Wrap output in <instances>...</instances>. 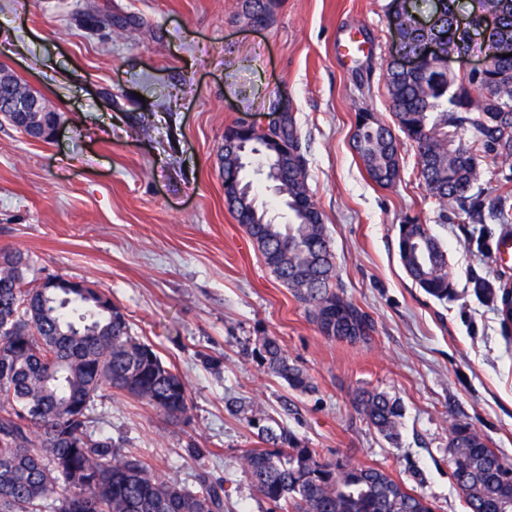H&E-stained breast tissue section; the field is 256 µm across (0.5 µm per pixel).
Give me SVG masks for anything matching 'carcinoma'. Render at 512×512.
<instances>
[{
  "label": "carcinoma",
  "instance_id": "1",
  "mask_svg": "<svg viewBox=\"0 0 512 512\" xmlns=\"http://www.w3.org/2000/svg\"><path fill=\"white\" fill-rule=\"evenodd\" d=\"M438 17L433 28L419 25L424 8ZM243 12L270 18L268 0H243ZM412 15L397 31L402 49L417 54L428 40L455 53L491 58L483 77L448 76L433 70L406 76L393 69L386 87L395 122L414 144L418 175L441 206L450 204L465 220L512 222V56L497 54L512 41V0H412ZM472 17L460 27L456 15ZM492 16L489 29L483 21ZM486 84L496 98L479 102L473 91ZM23 83L0 86V109L10 106ZM469 131L467 140L458 132ZM288 146V167L276 169V187L292 213L290 224H275L259 204L244 164L230 150L244 140L264 148L270 135ZM356 149L369 177L390 186L400 177L399 143L388 124L371 118L357 126ZM224 196L238 223L257 246L266 267L305 305L319 332L350 342L367 339L373 321L335 284V262L324 217L307 187V160L290 116L278 128L224 136L221 155ZM495 192L485 198V187ZM399 257L428 295L446 299L453 280L440 241L425 224L399 225ZM30 256L0 251V512H224V485L206 475L188 488L159 475L145 458L110 437L88 431L90 413L103 392L113 390L154 408L171 421L186 418L184 380L148 344L130 333L118 307L101 291L29 288ZM258 356L267 370L290 387L306 391L309 376L291 363L279 340L264 336ZM354 410L384 438L399 435L403 408L387 393L359 390ZM248 424L266 448L243 455L253 488L277 512H432L428 500L410 492L385 470L347 461L324 462L283 427L268 425L251 410ZM453 476L469 512H501L512 500L505 476L512 463L490 448L469 424L457 422L448 439Z\"/></svg>",
  "mask_w": 512,
  "mask_h": 512
}]
</instances>
